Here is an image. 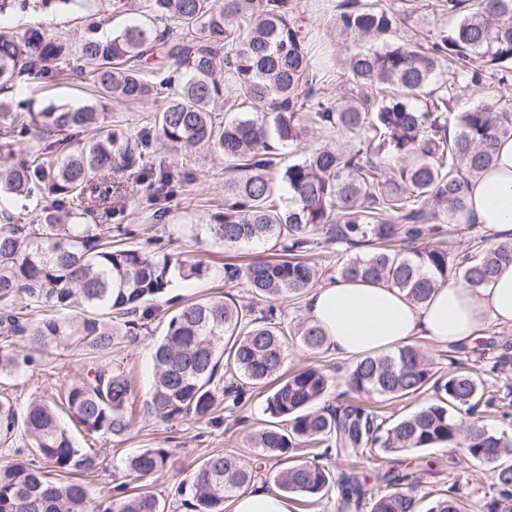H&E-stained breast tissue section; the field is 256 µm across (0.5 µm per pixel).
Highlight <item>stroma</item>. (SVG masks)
<instances>
[{
  "label": "stroma",
  "mask_w": 512,
  "mask_h": 512,
  "mask_svg": "<svg viewBox=\"0 0 512 512\" xmlns=\"http://www.w3.org/2000/svg\"><path fill=\"white\" fill-rule=\"evenodd\" d=\"M336 2L293 0L305 20L307 43L314 60L326 71L322 92L329 103L351 87L344 59L348 50L357 46L356 41L341 37L333 23ZM436 2L419 0L418 10L397 27L394 41L412 42L452 28L454 17L436 9ZM125 18L120 0H82L77 7L15 9L0 17V26L22 31L39 24L50 34L70 37L95 21L99 24L100 35L108 36ZM95 95L89 75L72 71L62 74L53 84L35 86L29 91L38 109L50 102L81 104L94 99ZM156 156L181 176L173 196L165 203L166 215L159 220L150 217L142 208L144 187L132 181L123 198L113 204L112 222L127 229L124 246L142 248L147 241L158 242L173 256L206 261L211 273L205 279L177 282L159 299L158 311L151 321L139 328L136 341L120 344L113 351V364L121 366L132 378L141 401L148 398L152 387L153 347L164 336L173 312L186 303L224 297L254 311H264L266 302L255 298L245 282H225L224 265L233 258L246 262L277 255L283 247L282 242L272 239L243 244L228 254L205 233L204 227L212 214L224 206L226 164L223 156L199 150L173 151L163 145L158 146ZM415 344L423 349L439 372L459 369L480 379L495 397L482 414L484 423L512 438V327L489 324L485 336L467 350L451 352L446 346L426 338L416 339ZM42 362L36 373L0 376V393L8 396L16 408H24L32 397H47L62 391L64 384L78 375L85 364L82 356L62 348L51 349L49 354L43 355ZM267 395V389H250L242 406L230 410L224 404H217L212 414L201 420L163 422L144 413L135 429L120 441L74 429L73 435L81 447L96 449L105 458L104 469L88 479L93 506L106 505L120 485L130 494L143 490L153 492L164 501L165 512H190L189 494H177L176 488L179 484L190 483L206 456L218 451L236 454L244 462L257 465V486L274 488L272 476L282 469V462L260 456L250 442L251 433L269 419L265 411ZM148 448L168 450L169 466L158 477L136 478L128 470L127 461ZM462 456L463 450L459 447L430 448L418 456L408 455V468L419 480V495L429 498L453 487L460 498L467 501L471 512H483L484 503L496 494L491 475L486 468L463 463Z\"/></svg>",
  "instance_id": "obj_1"
}]
</instances>
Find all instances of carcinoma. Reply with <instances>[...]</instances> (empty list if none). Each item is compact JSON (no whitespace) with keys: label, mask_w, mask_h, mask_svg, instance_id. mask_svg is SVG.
I'll use <instances>...</instances> for the list:
<instances>
[{"label":"carcinoma","mask_w":512,"mask_h":512,"mask_svg":"<svg viewBox=\"0 0 512 512\" xmlns=\"http://www.w3.org/2000/svg\"><path fill=\"white\" fill-rule=\"evenodd\" d=\"M458 17L431 45L395 42L392 33L408 9L377 7L368 0H341L336 29L380 44L345 59L353 88L336 103L317 97V73L305 43L303 20L291 0H138L140 20L98 35L91 23L76 40L54 37L40 26L22 35L0 31V200L37 198L39 233L0 224V335L19 337L21 351L0 349V375L35 371L34 353L71 348L88 359L82 376L60 401L35 398L23 411L0 399V445L20 428L37 457L56 475L21 464L0 466V512H88L86 487L64 481L71 473H94L104 458L78 446L59 416L58 405L89 433L123 438L136 424L135 387L112 365V347L133 342V329L153 315V301L178 280L201 279L210 267L173 260L112 243L114 200L135 179L145 187L161 218L173 194L174 175L153 157L159 139L171 149L207 147L224 156L237 175L224 180V211L207 229L224 249L243 242L284 240L286 257L264 258L244 267L226 266L229 282L245 280L269 302L264 315L234 302L210 299L179 307L155 344V377L143 408L162 421L203 418L218 397L235 408L245 386L279 384L266 398L272 421L250 440L260 454L288 462L274 476L287 494L322 497L336 486L342 512H462L453 491L421 509L411 473L392 465L374 475L383 490L368 495L357 475L336 480L324 464L331 454L358 459L368 451L386 458L435 447L462 445L471 463L492 474L497 496L488 512H512V440L475 417L485 397L477 378L464 372L440 375L413 345L385 355H366L346 374L357 397L395 401L432 392L428 403L385 428L363 404L318 406L333 378L304 367L282 378L288 341L274 304L297 299L318 270L305 254L332 244L371 245L364 257L344 263L343 278L382 281L418 304L454 278L477 290L499 262H512V243L480 250L454 264L442 238L463 218L468 181L490 167L500 139L512 136V103L480 102L455 112L453 91L480 85L486 73L512 69V0H441ZM168 25L160 29L157 23ZM181 35L170 38L171 25ZM224 48L219 55L218 48ZM159 61L148 65V60ZM78 61L99 93L125 102L161 99L132 142L105 126L92 103H49L40 111L23 97L30 85L55 80ZM312 129H335L353 138L351 147L317 148L281 167L282 150ZM38 132L40 147L25 144ZM385 150L389 169L372 154ZM288 197H282V191ZM94 223H86L87 219ZM43 304L36 321L14 306L17 299ZM306 347L325 344L324 333L304 323L296 332ZM226 366L231 379L220 388ZM324 451L295 458L298 444ZM163 448L132 456L140 478L168 467ZM256 469L232 454H211L190 484L193 512H224V501L245 491ZM103 512H164L150 492L123 495Z\"/></svg>","instance_id":"obj_1"}]
</instances>
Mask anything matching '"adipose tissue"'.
Here are the masks:
<instances>
[{"mask_svg":"<svg viewBox=\"0 0 512 512\" xmlns=\"http://www.w3.org/2000/svg\"><path fill=\"white\" fill-rule=\"evenodd\" d=\"M466 199L467 220L494 243L512 242V137L501 139L491 167L469 180ZM306 313L324 332L326 349L341 357L392 350L418 336L463 346L489 323L512 326V262L478 290L452 279L422 304L382 282L338 277L311 289Z\"/></svg>","mask_w":512,"mask_h":512,"instance_id":"ef3b65f1","label":"adipose tissue"}]
</instances>
